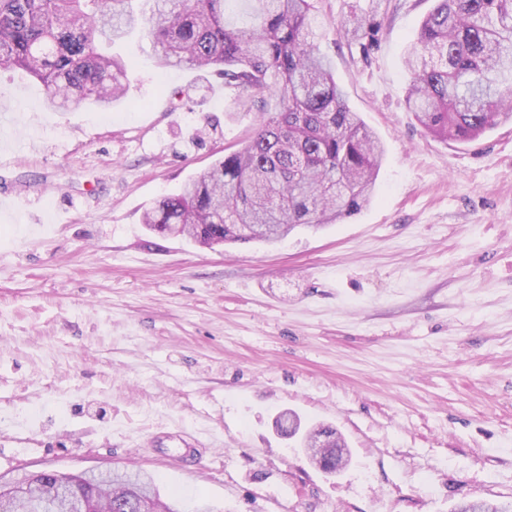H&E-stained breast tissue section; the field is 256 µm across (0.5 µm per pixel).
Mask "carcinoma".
Here are the masks:
<instances>
[{
    "label": "carcinoma",
    "instance_id": "1",
    "mask_svg": "<svg viewBox=\"0 0 512 512\" xmlns=\"http://www.w3.org/2000/svg\"><path fill=\"white\" fill-rule=\"evenodd\" d=\"M227 0H0V68H18L59 112L110 111L126 93L127 67L112 44L143 28L161 68L197 67L224 76L239 106L274 115L243 146L146 212L144 223L212 248L271 243L295 228L318 230L371 204L383 148L350 110L311 20L312 0H245L248 20L225 16ZM362 42L377 28L353 15L341 24ZM407 103L428 135L472 141L512 120V0H438L406 58ZM310 462L326 473L347 464L344 439L322 425L303 429ZM29 497L0 493L5 512H40L56 480L29 474ZM72 496L101 512H178L152 476L128 472L103 486L73 477ZM471 512H512V502L475 499Z\"/></svg>",
    "mask_w": 512,
    "mask_h": 512
}]
</instances>
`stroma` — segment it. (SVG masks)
<instances>
[{
  "mask_svg": "<svg viewBox=\"0 0 512 512\" xmlns=\"http://www.w3.org/2000/svg\"><path fill=\"white\" fill-rule=\"evenodd\" d=\"M312 2L385 158L372 205L274 246L143 222L261 124L222 78L160 68L136 35L114 47L124 100L50 112L0 69V485L133 468L180 512L512 500V122L466 143L417 124L404 61L436 0ZM355 13L369 48L336 31ZM288 409L342 434L337 475L276 430ZM160 430L218 450L187 472Z\"/></svg>",
  "mask_w": 512,
  "mask_h": 512,
  "instance_id": "35a3bbf8",
  "label": "stroma"
}]
</instances>
